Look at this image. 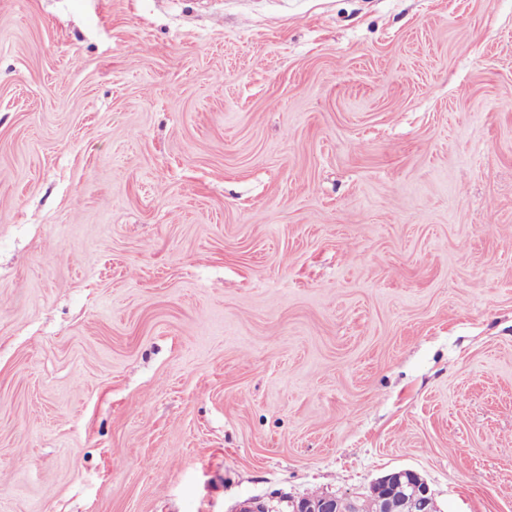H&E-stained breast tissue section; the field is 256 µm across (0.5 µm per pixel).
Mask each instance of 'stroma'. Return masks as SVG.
<instances>
[{
  "label": "stroma",
  "mask_w": 512,
  "mask_h": 512,
  "mask_svg": "<svg viewBox=\"0 0 512 512\" xmlns=\"http://www.w3.org/2000/svg\"><path fill=\"white\" fill-rule=\"evenodd\" d=\"M512 512V0H0V512ZM406 486L409 489L407 501L413 512H438L433 495L426 481L412 470H397L381 478L371 487V494L375 496L380 504L382 512H393L401 492H395L398 488ZM370 496L367 505L339 497L337 495L317 496L311 499L304 498L293 505L292 512H336L337 502L340 505H347L344 512H378L376 500ZM430 507V508H429Z\"/></svg>",
  "instance_id": "1"
}]
</instances>
